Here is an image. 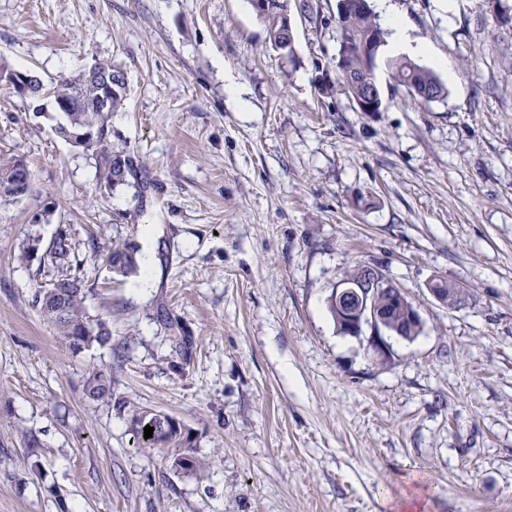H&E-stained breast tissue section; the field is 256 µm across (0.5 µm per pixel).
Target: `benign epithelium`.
Instances as JSON below:
<instances>
[{
    "label": "benign epithelium",
    "instance_id": "7a95c632",
    "mask_svg": "<svg viewBox=\"0 0 512 512\" xmlns=\"http://www.w3.org/2000/svg\"><path fill=\"white\" fill-rule=\"evenodd\" d=\"M369 10L367 0H336V20H341L349 13H364ZM385 44L381 33H375L370 39L356 44L359 55L375 60L380 46ZM340 78L347 84L351 83L358 88L350 100L358 112H379L382 102L377 97L376 80L374 73L362 79H353L346 69L338 68ZM0 81L6 82L14 92L23 97H32L38 88V79L27 73L19 71L9 72L7 77L0 76ZM56 133L64 140L84 149H88L96 142L95 136L89 131L80 129L67 130L62 127L55 128ZM432 295L439 301L446 303L448 297L460 302L462 291L458 288L448 287L444 280L437 279L429 285ZM388 297L393 304H402L405 311L404 321L400 324L392 322L390 307L379 303L380 296ZM329 301L336 307V319L339 332L346 336L359 338L365 330H370L367 342L373 354L381 361L389 358V346L386 338L389 336L404 337L408 328L417 330L422 328V319L406 295L397 289L377 268H370L366 279L362 282L352 281L346 277L341 278L330 295Z\"/></svg>",
    "mask_w": 512,
    "mask_h": 512
}]
</instances>
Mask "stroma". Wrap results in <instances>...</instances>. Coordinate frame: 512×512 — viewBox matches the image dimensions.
<instances>
[{
	"label": "stroma",
	"mask_w": 512,
	"mask_h": 512,
	"mask_svg": "<svg viewBox=\"0 0 512 512\" xmlns=\"http://www.w3.org/2000/svg\"><path fill=\"white\" fill-rule=\"evenodd\" d=\"M391 4L445 99L381 67L382 110L356 111L336 0H287L289 61L250 0H0V64L47 84L98 58L123 70L111 141L140 166L105 189L91 152L0 88V153L33 171L0 204V512H512V25L492 0ZM61 229L112 327L79 353L17 258ZM116 241L151 261L149 288L101 267ZM359 265L422 319L386 361L328 309ZM92 366L115 402L85 398ZM145 407L190 429L202 470L135 447Z\"/></svg>",
	"instance_id": "stroma-1"
}]
</instances>
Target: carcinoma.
I'll use <instances>...</instances> for the list:
<instances>
[{
	"label": "carcinoma",
	"instance_id": "carcinoma-1",
	"mask_svg": "<svg viewBox=\"0 0 512 512\" xmlns=\"http://www.w3.org/2000/svg\"><path fill=\"white\" fill-rule=\"evenodd\" d=\"M285 2L269 0L263 8L260 18L266 26L269 45L286 55L293 54V40L288 37V28L283 16ZM381 30L375 14L354 13L342 20L341 36L345 40L359 41ZM391 69L398 85L412 90L413 86L429 87L436 90L439 98L447 96V89L436 74L406 57H381ZM78 79H60L48 86L49 97L61 107L64 117L63 124L72 123L99 135L93 145V154L99 168L106 166L112 157L123 166V171L110 178H104L105 185L114 189L128 184L127 176L134 171V161L124 147H114L109 141L110 120L125 100L124 79H119L112 90V98L105 108L99 107L95 100L94 90L89 88L85 93L78 91ZM19 175L32 174L26 159L16 155H0V176L8 172ZM71 252V243L67 234L60 232L44 249L39 257L38 272L53 270L57 272L50 283L42 286L35 295L34 303L40 315L56 331L71 351L80 352L97 342H108L112 333L102 319L92 318L85 307L90 289L87 288L88 278L85 275L70 273L64 268L66 259ZM103 266L113 277H129L139 270L137 252L125 243H114L103 258ZM85 396L93 401L112 399V375L101 368L89 369L84 385ZM154 428L151 438H144V427ZM132 431L140 447L151 451L155 448L172 450L171 469L177 473L194 472L203 468L202 461L194 455L190 432L168 414L153 409H142L131 419Z\"/></svg>",
	"mask_w": 512,
	"mask_h": 512
}]
</instances>
